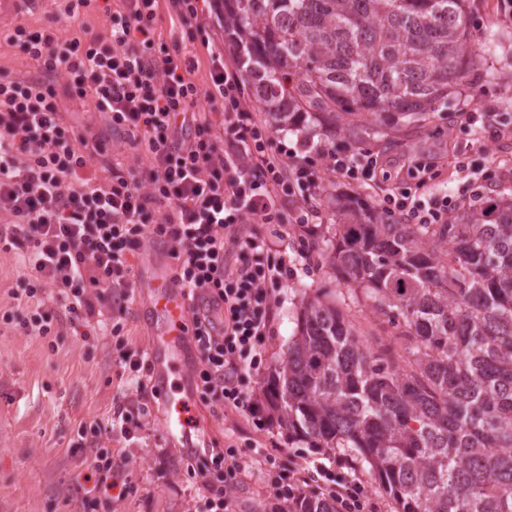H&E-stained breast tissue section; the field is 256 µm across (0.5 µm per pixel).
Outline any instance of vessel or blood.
Returning a JSON list of instances; mask_svg holds the SVG:
<instances>
[{"label":"vessel or blood","mask_w":512,"mask_h":512,"mask_svg":"<svg viewBox=\"0 0 512 512\" xmlns=\"http://www.w3.org/2000/svg\"><path fill=\"white\" fill-rule=\"evenodd\" d=\"M144 286L142 313L151 331V382L162 394L170 438L192 455L206 444L196 430L194 396L185 384L171 382L172 376L192 361L188 291L175 280L170 263L163 258L153 261Z\"/></svg>","instance_id":"vessel-or-blood-1"}]
</instances>
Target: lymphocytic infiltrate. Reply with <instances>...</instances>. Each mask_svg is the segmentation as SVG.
<instances>
[{"mask_svg": "<svg viewBox=\"0 0 512 512\" xmlns=\"http://www.w3.org/2000/svg\"><path fill=\"white\" fill-rule=\"evenodd\" d=\"M157 7L158 0H122L106 36L86 26L80 36H60L55 16L49 26L19 23L0 36L42 72L19 78L0 69V251L24 252L34 272L11 293L25 310L7 319L42 338L68 325L95 328L130 296V257L145 239H160L176 262V280L204 304L191 318L196 392L213 410L255 415L245 381L262 363L259 348L273 333L274 293L288 267L266 239L241 227L308 223L327 183L361 182L382 161L318 144L297 160L275 146L239 68L212 57L210 83L200 87L193 58L157 41ZM68 100L143 144L145 163L109 167L100 179L107 141L65 121ZM437 165L414 160L415 189H391L384 210L418 224L445 223L456 202L422 199ZM232 246L238 257L231 264ZM48 286L57 291L51 305L42 297ZM130 421L118 411L80 424L77 445L90 460L96 494L82 497L77 512H95L97 494L112 490L119 466L101 441L116 429L131 436ZM311 491L341 512H358L365 486L318 463Z\"/></svg>", "mask_w": 512, "mask_h": 512, "instance_id": "1", "label": "lymphocytic infiltrate"}]
</instances>
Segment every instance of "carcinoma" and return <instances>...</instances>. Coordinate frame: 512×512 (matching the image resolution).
<instances>
[{
    "label": "carcinoma",
    "mask_w": 512,
    "mask_h": 512,
    "mask_svg": "<svg viewBox=\"0 0 512 512\" xmlns=\"http://www.w3.org/2000/svg\"><path fill=\"white\" fill-rule=\"evenodd\" d=\"M274 127L342 124L361 145L469 75L476 0H222ZM326 258L407 342L372 352L316 294L263 385L288 437L367 463L398 512H512V201L399 224L349 201ZM284 512H336L303 495Z\"/></svg>",
    "instance_id": "1"
}]
</instances>
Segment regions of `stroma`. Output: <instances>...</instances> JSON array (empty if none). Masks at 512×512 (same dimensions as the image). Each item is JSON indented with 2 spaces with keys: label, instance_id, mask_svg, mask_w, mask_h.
Segmentation results:
<instances>
[{
  "label": "stroma",
  "instance_id": "obj_1",
  "mask_svg": "<svg viewBox=\"0 0 512 512\" xmlns=\"http://www.w3.org/2000/svg\"><path fill=\"white\" fill-rule=\"evenodd\" d=\"M68 0H50L41 10H25L1 18L4 23L43 24L60 15L62 36H73L80 24L107 30V9H118L121 0H92L74 17L63 11ZM210 25L209 47L196 46L190 54L198 61L193 78L209 82L211 54L231 63L235 55L215 7H205ZM471 49L478 68L450 98L439 101L425 119L401 126L390 138L371 137L365 150L378 154L386 164L387 186H397L402 166L415 156L438 160V175L431 183L436 196L469 202L475 194L488 198L512 196V9L503 0H480L474 12ZM488 113L485 122L467 124L460 113ZM63 116L74 126L94 127L108 134L109 162L115 166L144 161L143 147L123 135L109 133L102 114L87 111L80 103L64 104ZM359 199L377 208V190L341 181L331 182L319 205V214L308 229L296 224H252L248 230L266 239L275 255L294 267L284 281L274 307V333L260 347L263 362L247 385L253 402H262V388L273 366L280 362L297 330L303 299L316 290L334 298L354 325L364 347L387 345L402 355L405 342L387 319L356 298L341 275L323 258L301 256V236L310 233L318 241H330L335 233L336 196ZM32 271L18 254L0 252V512H73L77 500L94 486V475L85 455L74 446L80 423L110 416L128 394L140 393L150 414L145 427L133 439L112 434V457L130 456L124 482L128 493L103 500L98 512H199L210 495L194 475V457L168 438L159 413L162 402L151 388H138L116 360L115 339L97 332L84 336L65 329L56 347L47 340L27 335L3 316L15 312L11 291ZM198 417L207 431L208 446L233 451L250 460L252 468L238 474L226 493L231 512H274L273 490L261 476L263 468L284 473L295 468L306 472L314 462L338 463V456L318 452L289 440L270 412L253 417L244 410L225 411L215 417L205 402H197Z\"/></svg>",
  "mask_w": 512,
  "mask_h": 512
}]
</instances>
